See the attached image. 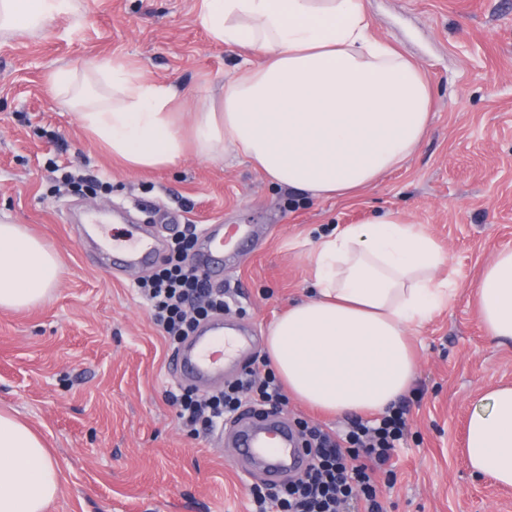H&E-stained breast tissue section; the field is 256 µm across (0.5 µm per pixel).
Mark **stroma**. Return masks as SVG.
Masks as SVG:
<instances>
[{"mask_svg": "<svg viewBox=\"0 0 512 512\" xmlns=\"http://www.w3.org/2000/svg\"><path fill=\"white\" fill-rule=\"evenodd\" d=\"M371 33L428 73L427 135L406 164L353 198L309 199L275 187L242 158L187 153L177 166L133 170L86 136L50 76L118 57L178 87L191 126L243 60L211 40L202 0H84L80 19L0 42V220L24 225L57 253L51 296L0 308V410L44 439L64 481L47 512H250L258 470L242 471L216 435L192 436L166 399L171 351L135 284L98 265L70 213L128 210L162 239L190 224H249L253 239L224 272L226 321L247 325L254 355L267 327L311 294L320 232L400 212L446 255L453 297L414 334L410 425L381 483L387 512H512V487L473 476L464 459L478 396L512 385V344L486 336L474 289L482 268L512 247V0H365ZM85 169L108 190H55L56 167Z\"/></svg>", "mask_w": 512, "mask_h": 512, "instance_id": "obj_1", "label": "stroma"}]
</instances>
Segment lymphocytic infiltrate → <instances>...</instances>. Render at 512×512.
Masks as SVG:
<instances>
[{"instance_id":"obj_1","label":"lymphocytic infiltrate","mask_w":512,"mask_h":512,"mask_svg":"<svg viewBox=\"0 0 512 512\" xmlns=\"http://www.w3.org/2000/svg\"><path fill=\"white\" fill-rule=\"evenodd\" d=\"M197 243L194 231L174 237L163 266L137 284L154 325L173 348L228 306L223 289L212 287L190 264ZM167 399L195 436L217 431L225 417L242 408L278 412L288 402L263 357L215 393L200 395L181 386L168 391ZM407 414V407L399 405L374 420L355 418L346 430L332 433L297 420L312 463L302 475L279 486L252 485V512H385L378 499V478L389 471L391 452L408 428Z\"/></svg>"}]
</instances>
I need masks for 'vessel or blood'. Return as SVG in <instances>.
Instances as JSON below:
<instances>
[{
	"label": "vessel or blood",
	"mask_w": 512,
	"mask_h": 512,
	"mask_svg": "<svg viewBox=\"0 0 512 512\" xmlns=\"http://www.w3.org/2000/svg\"><path fill=\"white\" fill-rule=\"evenodd\" d=\"M228 235L244 244L249 240V228L237 225L228 232L223 225L210 224L199 239L192 264L210 281H219L224 276V238ZM127 238L126 246H107L101 250L100 263L105 269L125 271L146 267L160 252L161 241L150 228L128 232ZM224 336L223 316L203 324L187 345L174 353L172 367L176 375L183 382L195 385L223 382L225 365L232 363L234 356L244 355L254 343L245 330H237L236 350L229 355L224 349ZM234 445L242 459L262 462L266 480L273 485L288 474L303 470L308 462L291 427L276 415L251 419L237 432Z\"/></svg>",
	"instance_id": "b4317fda"
}]
</instances>
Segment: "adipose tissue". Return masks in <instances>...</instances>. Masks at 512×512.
<instances>
[{"instance_id": "adipose-tissue-1", "label": "adipose tissue", "mask_w": 512, "mask_h": 512, "mask_svg": "<svg viewBox=\"0 0 512 512\" xmlns=\"http://www.w3.org/2000/svg\"><path fill=\"white\" fill-rule=\"evenodd\" d=\"M214 41L261 54L199 112L178 121L172 87L120 59L51 81L89 139L132 169L169 168L187 147L202 156L230 146L274 185L317 199L352 197L401 167L431 123L425 70L376 39L364 0H203ZM81 0H0V39L32 36ZM310 261L312 296L268 327L265 355L289 394L319 410L381 414L411 388L417 370L410 329L447 305V263L433 239L387 212L320 235ZM59 257L22 225L0 222V307L44 302ZM476 304L488 336L512 342V247L481 272ZM465 454L474 474L512 486V387L480 395ZM61 470L42 438L0 411V512H45Z\"/></svg>"}]
</instances>
